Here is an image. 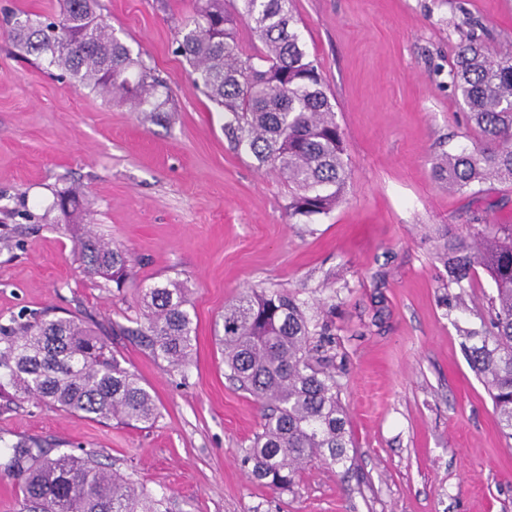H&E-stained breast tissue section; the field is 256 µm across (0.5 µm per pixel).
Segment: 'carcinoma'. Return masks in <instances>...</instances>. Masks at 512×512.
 Returning <instances> with one entry per match:
<instances>
[{
  "instance_id": "carcinoma-1",
  "label": "carcinoma",
  "mask_w": 512,
  "mask_h": 512,
  "mask_svg": "<svg viewBox=\"0 0 512 512\" xmlns=\"http://www.w3.org/2000/svg\"><path fill=\"white\" fill-rule=\"evenodd\" d=\"M250 26L260 46L240 49L236 27ZM15 45L62 79L101 95L119 94L135 112H162L166 84L134 58L99 12V0H61L55 18L18 12L7 20ZM178 51L194 83L224 112V135L261 169L288 187V218L328 214L346 198L345 136L316 60L297 28L293 0H198L176 25ZM451 85L475 131L471 149L433 158L435 177L456 192L498 180L512 182V53L474 36L457 47ZM75 189L57 193L55 207L72 218ZM436 259L457 284L487 271L490 330L471 333L467 357L492 401L502 436L512 439V225L484 224L470 239L437 232ZM86 272L120 288L131 275L129 254L88 233L80 240ZM137 327L112 325L114 336H135L173 370L191 358L193 317L177 280L141 289ZM217 340L229 379L263 408L261 431L243 449L251 479L287 490L302 465L342 466L353 442L336 371L313 356L315 324L305 303L284 291L254 288L224 305ZM14 396L98 420L150 425L158 405L137 374L77 317L49 311L0 324V395ZM0 478L12 481L21 512H175L155 495L100 461L94 450L55 452L40 438L0 437Z\"/></svg>"
}]
</instances>
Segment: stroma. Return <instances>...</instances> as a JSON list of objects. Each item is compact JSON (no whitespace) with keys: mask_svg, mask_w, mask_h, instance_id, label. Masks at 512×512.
Wrapping results in <instances>:
<instances>
[{"mask_svg":"<svg viewBox=\"0 0 512 512\" xmlns=\"http://www.w3.org/2000/svg\"><path fill=\"white\" fill-rule=\"evenodd\" d=\"M109 30L166 84V112L51 75L0 29V324L48 310L91 318L98 336L140 318L141 289L188 290L192 362L170 370L132 339L112 347L160 415L126 426L0 398V435L96 450L179 512H512V447L464 346L484 332L493 284L449 281L435 231L512 224V183L453 193L432 158L470 146L448 76L467 34L512 52V0H294L350 167L346 201L306 222L288 189L224 135V114L193 85L174 21L195 0H100ZM78 186L69 223L52 204ZM128 250L124 287L83 269L85 231ZM288 291L332 340L353 446L346 465L313 461L290 490L257 485L242 450L258 404L228 378L216 341L224 306L248 288Z\"/></svg>","mask_w":512,"mask_h":512,"instance_id":"35a3bbf8","label":"stroma"}]
</instances>
